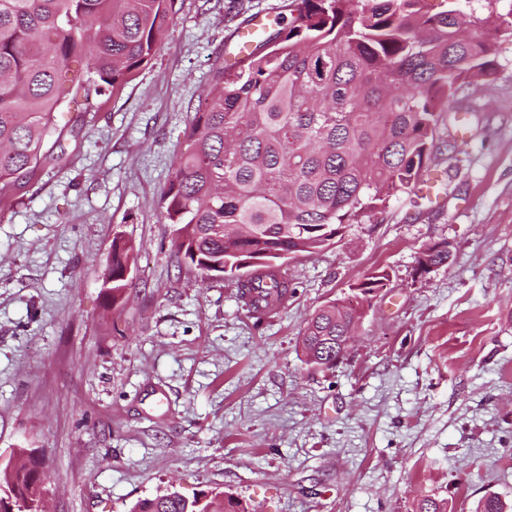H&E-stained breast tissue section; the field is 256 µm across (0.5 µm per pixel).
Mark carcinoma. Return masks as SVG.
Segmentation results:
<instances>
[{"instance_id": "cac0c4a2", "label": "carcinoma", "mask_w": 512, "mask_h": 512, "mask_svg": "<svg viewBox=\"0 0 512 512\" xmlns=\"http://www.w3.org/2000/svg\"><path fill=\"white\" fill-rule=\"evenodd\" d=\"M421 2L288 0V25L213 69L161 192L178 259L203 279L262 269L239 288L253 311H270L288 297L281 266L410 194L433 155L455 151L438 136L448 104L494 72L496 40L512 34V19L467 16L458 0L428 15ZM174 3L0 0V191L47 158L66 101L109 97L151 59ZM135 257L134 244L114 234L106 277L114 305ZM449 257L448 243H435L417 266H446ZM385 277L374 271L354 290L368 299ZM358 320L335 300L318 309L302 336L305 362L334 365ZM43 487L32 454L0 476V491L33 506ZM130 512L247 510L222 494L203 503L168 491Z\"/></svg>"}]
</instances>
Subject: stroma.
<instances>
[{
	"label": "stroma",
	"mask_w": 512,
	"mask_h": 512,
	"mask_svg": "<svg viewBox=\"0 0 512 512\" xmlns=\"http://www.w3.org/2000/svg\"><path fill=\"white\" fill-rule=\"evenodd\" d=\"M288 0H176L150 61L90 98L0 197V470L43 461L49 512H130L169 487L250 512H417L423 499L512 512V36L472 84L433 197L401 196L290 260L281 307L253 313L237 279L174 256L161 192L236 29ZM137 260L105 288L115 233ZM447 242L450 265L415 273ZM387 276L332 368L300 336L331 300Z\"/></svg>",
	"instance_id": "1"
}]
</instances>
